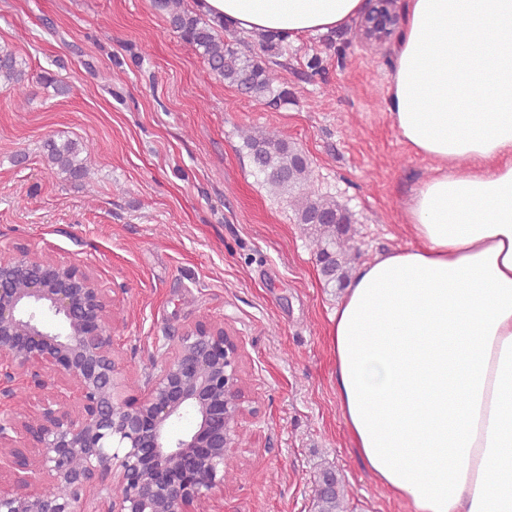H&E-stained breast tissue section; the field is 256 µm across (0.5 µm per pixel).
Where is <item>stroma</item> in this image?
Segmentation results:
<instances>
[{"label": "stroma", "instance_id": "1", "mask_svg": "<svg viewBox=\"0 0 512 512\" xmlns=\"http://www.w3.org/2000/svg\"><path fill=\"white\" fill-rule=\"evenodd\" d=\"M0 46L26 61L35 92L0 91V249L67 257L114 288L129 394L200 318L243 340L258 413L229 452L216 512H314L327 469L346 512H410L364 465L339 410L329 331L341 291L243 140L273 132L306 154L315 188L351 215L355 263L410 245L402 213L432 164L387 114L391 47H368L353 24L304 38L256 100L216 77L153 0H0ZM47 72L68 95L40 83ZM50 138L91 154L82 181L48 162Z\"/></svg>", "mask_w": 512, "mask_h": 512}]
</instances>
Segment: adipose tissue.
Masks as SVG:
<instances>
[{"mask_svg":"<svg viewBox=\"0 0 512 512\" xmlns=\"http://www.w3.org/2000/svg\"><path fill=\"white\" fill-rule=\"evenodd\" d=\"M244 33L346 28L365 0H198ZM433 163L413 243L356 266L330 317L339 409L411 512H512V0H405L387 94Z\"/></svg>","mask_w":512,"mask_h":512,"instance_id":"1","label":"adipose tissue"}]
</instances>
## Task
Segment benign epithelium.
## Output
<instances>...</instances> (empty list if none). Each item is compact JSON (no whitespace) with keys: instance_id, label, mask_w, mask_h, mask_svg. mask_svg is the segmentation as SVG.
I'll return each instance as SVG.
<instances>
[{"instance_id":"7a95c632","label":"benign epithelium","mask_w":512,"mask_h":512,"mask_svg":"<svg viewBox=\"0 0 512 512\" xmlns=\"http://www.w3.org/2000/svg\"><path fill=\"white\" fill-rule=\"evenodd\" d=\"M398 25L396 0H369L358 31L383 46ZM118 328L89 266L27 249L0 261V512H78L90 492L110 512H211L224 495L228 452L258 413L242 340L195 321L131 398Z\"/></svg>"}]
</instances>
